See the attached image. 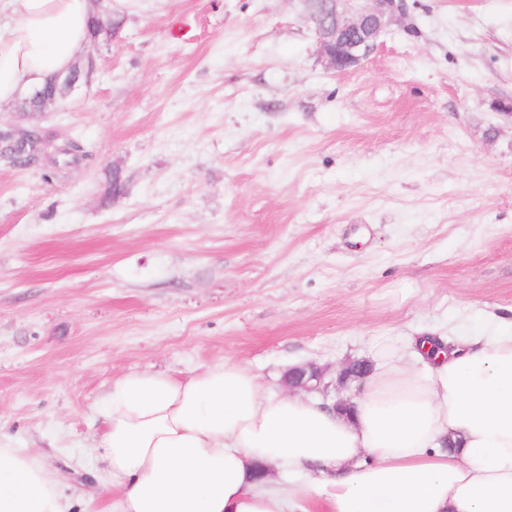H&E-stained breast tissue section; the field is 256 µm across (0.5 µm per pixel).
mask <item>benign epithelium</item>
Listing matches in <instances>:
<instances>
[{
  "instance_id": "7a95c632",
  "label": "benign epithelium",
  "mask_w": 512,
  "mask_h": 512,
  "mask_svg": "<svg viewBox=\"0 0 512 512\" xmlns=\"http://www.w3.org/2000/svg\"><path fill=\"white\" fill-rule=\"evenodd\" d=\"M307 19L319 44L320 53L333 70H345L357 65L374 49L377 40L395 17L402 12V0H304ZM96 56L90 51L66 75H58L53 86L61 88L62 98H67L79 82L90 84L96 71ZM60 98V99H62ZM60 99L41 89L25 101L40 103L38 112H49ZM371 371L365 361H351L327 380V370L313 362L291 367L284 377V385L306 392L328 395V389L337 384L346 387L362 379Z\"/></svg>"
}]
</instances>
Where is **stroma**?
<instances>
[{
    "label": "stroma",
    "instance_id": "stroma-1",
    "mask_svg": "<svg viewBox=\"0 0 512 512\" xmlns=\"http://www.w3.org/2000/svg\"><path fill=\"white\" fill-rule=\"evenodd\" d=\"M54 111L91 159L0 161V434L115 512L95 408L125 375L337 371L512 317V0H405L325 65L303 0H121ZM126 193L108 194L112 170Z\"/></svg>",
    "mask_w": 512,
    "mask_h": 512
}]
</instances>
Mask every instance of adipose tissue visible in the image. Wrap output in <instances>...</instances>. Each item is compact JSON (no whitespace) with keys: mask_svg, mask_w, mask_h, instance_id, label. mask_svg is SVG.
<instances>
[{"mask_svg":"<svg viewBox=\"0 0 512 512\" xmlns=\"http://www.w3.org/2000/svg\"><path fill=\"white\" fill-rule=\"evenodd\" d=\"M0 0V110L69 71L96 7ZM377 345L348 412L265 388L234 361L108 387L95 446L119 512H512V320L476 318L461 345L424 331ZM58 476L0 441V512H70Z\"/></svg>","mask_w":512,"mask_h":512,"instance_id":"1","label":"adipose tissue"}]
</instances>
